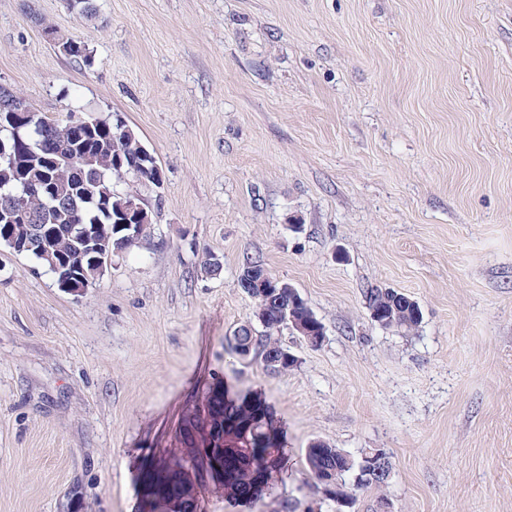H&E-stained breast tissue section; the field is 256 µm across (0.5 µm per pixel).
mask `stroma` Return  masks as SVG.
Wrapping results in <instances>:
<instances>
[{"label": "stroma", "instance_id": "1", "mask_svg": "<svg viewBox=\"0 0 512 512\" xmlns=\"http://www.w3.org/2000/svg\"><path fill=\"white\" fill-rule=\"evenodd\" d=\"M0 0V84L46 117H120L156 216L79 295L0 246V512H336L314 441L383 449L352 512H512V0ZM82 41L86 66L45 35ZM220 259V273L205 270ZM325 328L282 373L239 359L245 261ZM409 295L416 333L371 323ZM260 392L277 497L193 453L215 391ZM177 493H147L149 465ZM369 309L381 306L386 312L382 316L385 329L410 334L418 330L422 322V311L417 302L403 292L391 288H369L364 295Z\"/></svg>", "mask_w": 512, "mask_h": 512}]
</instances>
